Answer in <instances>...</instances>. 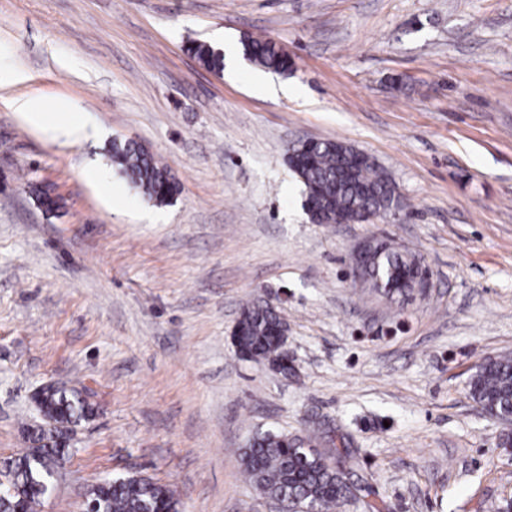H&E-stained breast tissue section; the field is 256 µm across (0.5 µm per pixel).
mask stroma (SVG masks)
<instances>
[{
    "label": "stroma",
    "instance_id": "obj_1",
    "mask_svg": "<svg viewBox=\"0 0 512 512\" xmlns=\"http://www.w3.org/2000/svg\"><path fill=\"white\" fill-rule=\"evenodd\" d=\"M269 39L293 68L241 50ZM217 44L222 74L188 50ZM0 463L27 448L37 389L92 416L39 512L141 475L180 512H277L238 455L253 435L346 436L340 512H489L512 496V424L468 395L512 356V0H0ZM63 103L95 131H35L10 99ZM307 139L367 153L397 214L314 224L288 160ZM145 145L180 193L155 205L108 159ZM108 173L112 195L86 174ZM57 200L53 210L42 193ZM420 256L398 304L354 276L368 238ZM261 299L295 371L232 341ZM241 44L248 59L264 69L288 74L292 68L288 54L272 41L244 38Z\"/></svg>",
    "mask_w": 512,
    "mask_h": 512
}]
</instances>
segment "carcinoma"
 I'll return each mask as SVG.
<instances>
[{"label": "carcinoma", "instance_id": "1", "mask_svg": "<svg viewBox=\"0 0 512 512\" xmlns=\"http://www.w3.org/2000/svg\"><path fill=\"white\" fill-rule=\"evenodd\" d=\"M242 49L249 60L264 69L286 74L292 65L288 54L269 40L245 38ZM189 51L207 69L219 73L224 56L211 45L194 41ZM341 142L318 140L300 142L291 151L300 153L301 162L293 166L305 187V197L320 207L323 224L336 223L343 216L353 223L362 222L368 213H386L401 205L389 178L374 163L355 164L352 182L337 179L341 163L337 148ZM112 164L128 175L145 197L157 205H169L179 194L178 182L143 145L135 142L114 143ZM377 263L370 273H378L383 287L396 286L409 274L407 255L391 244H375ZM280 318L260 302L246 304L239 317L237 345L243 358L269 360L278 355L276 334ZM468 394L477 404L494 402L498 410L512 409V358L489 359L476 366L468 382ZM40 408L51 424L28 433L29 446L14 459L9 468L19 492L0 501V512H37L69 443L63 434L70 425L86 417L88 403L58 385L41 390ZM244 472L266 497L293 506L297 501L311 502L317 512H335L350 494L343 468L327 462L305 441L285 434L264 432L240 449ZM88 499L96 502L98 512H177L166 486L149 478H117L107 487L94 485Z\"/></svg>", "mask_w": 512, "mask_h": 512}]
</instances>
